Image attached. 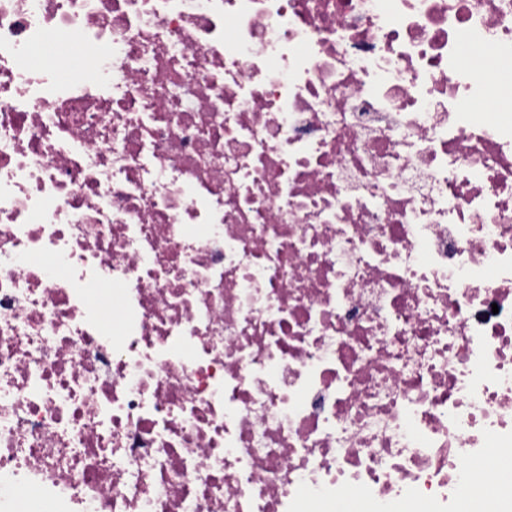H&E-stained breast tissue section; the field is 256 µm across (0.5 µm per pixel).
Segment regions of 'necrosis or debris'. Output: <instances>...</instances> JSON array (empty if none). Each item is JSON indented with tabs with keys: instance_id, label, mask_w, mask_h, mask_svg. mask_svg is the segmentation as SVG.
<instances>
[{
	"instance_id": "1",
	"label": "necrosis or debris",
	"mask_w": 512,
	"mask_h": 512,
	"mask_svg": "<svg viewBox=\"0 0 512 512\" xmlns=\"http://www.w3.org/2000/svg\"><path fill=\"white\" fill-rule=\"evenodd\" d=\"M511 90L512 0H0V512L506 481Z\"/></svg>"
}]
</instances>
